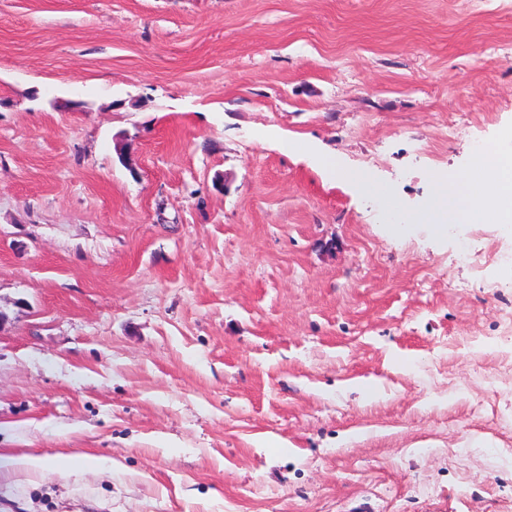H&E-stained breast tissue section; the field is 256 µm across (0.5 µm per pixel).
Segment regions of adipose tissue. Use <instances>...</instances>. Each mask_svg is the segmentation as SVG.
Returning <instances> with one entry per match:
<instances>
[{
    "label": "adipose tissue",
    "instance_id": "1",
    "mask_svg": "<svg viewBox=\"0 0 512 512\" xmlns=\"http://www.w3.org/2000/svg\"><path fill=\"white\" fill-rule=\"evenodd\" d=\"M472 173L480 178L481 186L471 217L488 211L503 229L512 228V129L504 131L494 147L475 153Z\"/></svg>",
    "mask_w": 512,
    "mask_h": 512
}]
</instances>
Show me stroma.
I'll use <instances>...</instances> for the list:
<instances>
[{
  "label": "stroma",
  "instance_id": "1",
  "mask_svg": "<svg viewBox=\"0 0 512 512\" xmlns=\"http://www.w3.org/2000/svg\"><path fill=\"white\" fill-rule=\"evenodd\" d=\"M501 42L512 0H0V454L59 466L0 512H512ZM512 129L504 131L497 144L474 154L472 175L482 182L469 213L471 223L483 210L491 212L495 222L506 231L512 229Z\"/></svg>",
  "mask_w": 512,
  "mask_h": 512
}]
</instances>
